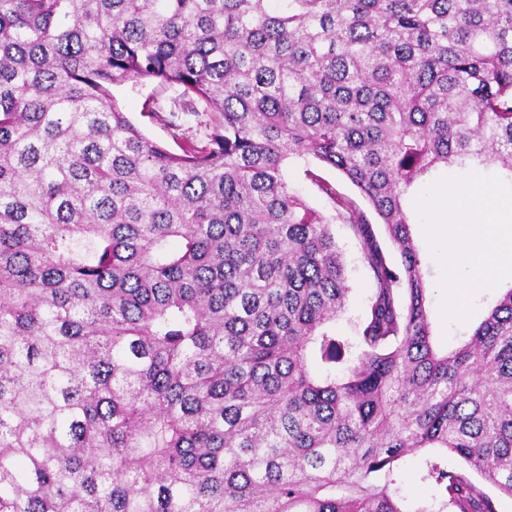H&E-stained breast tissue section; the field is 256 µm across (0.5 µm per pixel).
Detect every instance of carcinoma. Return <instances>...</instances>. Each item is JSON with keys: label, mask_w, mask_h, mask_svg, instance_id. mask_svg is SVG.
I'll return each mask as SVG.
<instances>
[{"label": "carcinoma", "mask_w": 512, "mask_h": 512, "mask_svg": "<svg viewBox=\"0 0 512 512\" xmlns=\"http://www.w3.org/2000/svg\"><path fill=\"white\" fill-rule=\"evenodd\" d=\"M141 80L206 142L149 139ZM308 155L400 269L288 189ZM439 168L512 184V0H0V512H409L422 451L419 512H497L468 471L512 498V281L435 347L406 198ZM112 93L123 112L147 137L169 148H176L175 143L182 139H204L205 123L216 115L215 112H200L199 116L183 112L186 106L178 92L155 82H129L114 87ZM149 109L155 113H147ZM307 170L314 174L320 183L328 185L341 195L353 198L368 213L381 248L394 265H399L400 256L392 247L384 231V226L377 224L378 221L373 217L368 204L359 196L355 187L340 172L321 165L312 157L292 159L285 165L284 176L293 191L318 212L327 216L334 213L331 200L315 184ZM332 232L342 253L346 284L350 288L345 311L336 319V334L354 339L355 325L364 319L368 309L372 280L361 257L360 242L347 226L337 222L333 224ZM421 455H408L402 465L400 487L409 510L430 506L438 497L436 488L421 480Z\"/></svg>", "instance_id": "carcinoma-1"}]
</instances>
